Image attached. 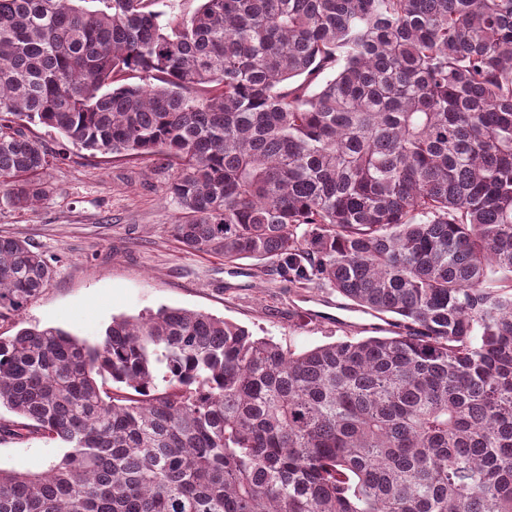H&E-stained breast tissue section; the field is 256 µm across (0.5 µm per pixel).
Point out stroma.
<instances>
[{
	"label": "stroma",
	"mask_w": 512,
	"mask_h": 512,
	"mask_svg": "<svg viewBox=\"0 0 512 512\" xmlns=\"http://www.w3.org/2000/svg\"><path fill=\"white\" fill-rule=\"evenodd\" d=\"M34 132L62 155L45 175L52 191L31 210L0 201V235L34 246L55 275L20 317L0 322L1 335L36 325L95 343L113 318H138L162 307L234 322L298 353L371 336L375 324L382 335H393L395 319L340 309L330 289L298 287L257 260L228 264L222 256L185 248L172 229L179 207L162 192L167 175L151 160L81 149L40 125ZM67 451L42 438L1 440L0 469L39 473Z\"/></svg>",
	"instance_id": "1"
}]
</instances>
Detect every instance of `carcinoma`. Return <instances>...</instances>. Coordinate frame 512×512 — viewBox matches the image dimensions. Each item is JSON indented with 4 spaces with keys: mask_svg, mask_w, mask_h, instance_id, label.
<instances>
[{
    "mask_svg": "<svg viewBox=\"0 0 512 512\" xmlns=\"http://www.w3.org/2000/svg\"><path fill=\"white\" fill-rule=\"evenodd\" d=\"M155 4L0 0V197L50 192L31 124L148 157L187 249L403 331L295 353L161 308L0 336V437L70 448L0 469V512H512V0ZM53 276L0 236V321Z\"/></svg>",
    "mask_w": 512,
    "mask_h": 512,
    "instance_id": "carcinoma-1",
    "label": "carcinoma"
}]
</instances>
